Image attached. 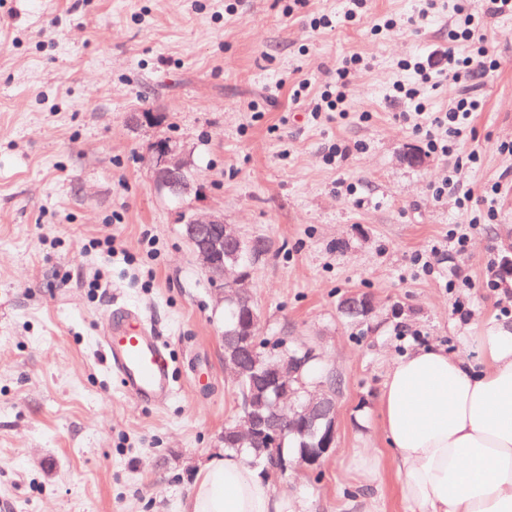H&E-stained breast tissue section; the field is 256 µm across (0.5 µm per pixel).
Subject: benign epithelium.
<instances>
[{"label":"benign epithelium","mask_w":512,"mask_h":512,"mask_svg":"<svg viewBox=\"0 0 512 512\" xmlns=\"http://www.w3.org/2000/svg\"><path fill=\"white\" fill-rule=\"evenodd\" d=\"M153 175L157 186L175 198L189 195L195 185L190 174V162L183 149L168 141L156 145L153 159ZM184 233L193 252L201 260L210 279L224 288V301L245 308L249 312L248 322L238 331L240 341L230 354L224 355V367L240 376L252 373V379L274 395V402L280 403L290 391V382H301V369L307 361L313 360L310 351L300 357L295 352L279 354L274 366L257 369L255 347L249 344L256 336L258 317L248 293L251 270L240 263L243 253L252 255L257 261L269 251V244L262 239H246L231 224L224 222L221 214L204 217L192 215L183 220ZM358 309L365 316L370 315L374 305L369 298L357 300L349 295L343 299L340 309ZM248 435L269 448H277L285 431L298 433L304 438L305 452L297 460L282 459L276 472L277 478L301 466H313L329 452L336 441V409L326 391L309 399L288 418V427L281 422L266 425L265 421L249 412L244 418Z\"/></svg>","instance_id":"1"}]
</instances>
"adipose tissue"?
Listing matches in <instances>:
<instances>
[{
    "label": "adipose tissue",
    "instance_id": "obj_1",
    "mask_svg": "<svg viewBox=\"0 0 512 512\" xmlns=\"http://www.w3.org/2000/svg\"><path fill=\"white\" fill-rule=\"evenodd\" d=\"M378 403L405 512H512V322L455 351L394 358ZM182 512H297L235 452L196 476Z\"/></svg>",
    "mask_w": 512,
    "mask_h": 512
}]
</instances>
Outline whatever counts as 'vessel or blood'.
<instances>
[{"mask_svg":"<svg viewBox=\"0 0 512 512\" xmlns=\"http://www.w3.org/2000/svg\"><path fill=\"white\" fill-rule=\"evenodd\" d=\"M102 341L109 366L124 387L141 401L159 403L170 399L175 386L167 346L148 330L142 317L121 311Z\"/></svg>","mask_w":512,"mask_h":512,"instance_id":"1","label":"vessel or blood"}]
</instances>
